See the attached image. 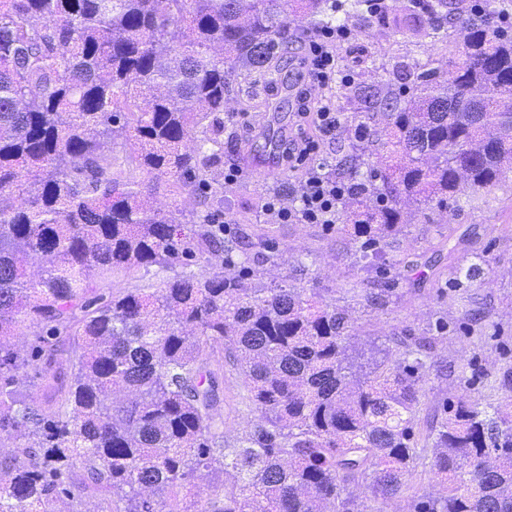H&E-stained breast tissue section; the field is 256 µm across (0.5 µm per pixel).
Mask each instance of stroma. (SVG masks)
Returning <instances> with one entry per match:
<instances>
[{"label": "stroma", "instance_id": "obj_1", "mask_svg": "<svg viewBox=\"0 0 512 512\" xmlns=\"http://www.w3.org/2000/svg\"><path fill=\"white\" fill-rule=\"evenodd\" d=\"M321 15L291 16L287 46L279 47L274 83L240 80L224 108V158L211 172V182L223 203L221 215L231 219L233 232L267 226L262 206L269 194L293 203L295 176L289 175L284 151L297 133V96L302 85L304 33L319 26ZM359 40L336 49V77L324 93L340 115L336 135L320 145L324 162L337 178L349 177L361 162L378 163L376 144L358 139L364 123L356 98L359 89L380 88L407 97L413 79L407 66L419 65L448 74V57L461 41L459 27L448 30L447 42L428 37L418 27L378 35L376 28L352 18L348 21ZM242 167L246 179L225 186L224 171ZM409 224L403 225L392 247L378 256L363 257L350 237L324 224L271 226L279 249L275 263L260 267L262 285L296 286L319 290L345 309L353 327L357 353L371 356L380 348L401 358L406 344L418 339L432 343L421 382L419 420L443 414L459 402L502 406L512 400V387L503 385L512 375V167L504 169L495 185L476 193L474 205L463 210L408 203ZM479 262L483 272L462 287L449 281L459 260ZM392 289L382 307L371 295ZM13 350L33 358L15 387L44 405L48 392L43 379L68 372L73 341L65 335L47 337L35 346L32 336L10 341ZM240 382L224 381V434L235 438L261 423L262 416L242 403ZM413 477L397 497L377 504L365 485L350 486V494L368 512H417V505L437 496L440 480L431 468L432 448L419 451Z\"/></svg>", "mask_w": 512, "mask_h": 512}]
</instances>
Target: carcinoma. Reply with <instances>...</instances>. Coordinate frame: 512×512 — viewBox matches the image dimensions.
Masks as SVG:
<instances>
[{
    "label": "carcinoma",
    "mask_w": 512,
    "mask_h": 512,
    "mask_svg": "<svg viewBox=\"0 0 512 512\" xmlns=\"http://www.w3.org/2000/svg\"><path fill=\"white\" fill-rule=\"evenodd\" d=\"M287 0H0V441L33 445L4 457L0 512H55L61 494L123 492L116 512H184L197 472H235L206 512H359L348 486L387 501L413 475V425L429 344L405 358L348 354L345 313L306 288L251 281L221 247L224 228L187 226L149 204L162 181L208 193L224 157V93L246 71L272 74L275 39L288 38ZM466 12L429 4L437 32ZM469 63L453 81L416 74L412 96L369 91L388 112L376 138L384 162L354 171L353 222L337 231L379 254L404 224L401 204L463 208L512 163V37L482 19L462 28ZM123 138L124 155H104ZM146 172L153 184L131 179ZM224 272L166 275L179 255H218ZM46 260L37 280L30 257ZM141 271L159 284L90 301L92 279ZM50 326L73 338L70 379L47 384L52 405L9 389L28 360L3 339ZM225 352L264 423L232 440L221 431L218 376ZM124 387L134 398L112 401ZM437 448L438 497L418 512H512V413L461 403L426 423ZM82 475L74 477V467Z\"/></svg>",
    "instance_id": "obj_1"
}]
</instances>
